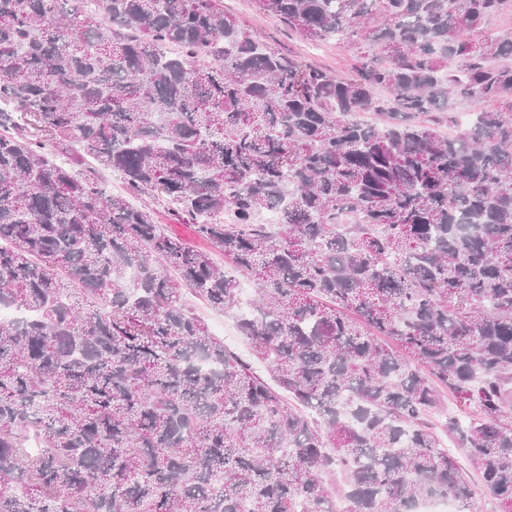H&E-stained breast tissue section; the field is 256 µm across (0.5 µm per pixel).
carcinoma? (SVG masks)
Here are the masks:
<instances>
[{"instance_id":"obj_1","label":"carcinoma","mask_w":512,"mask_h":512,"mask_svg":"<svg viewBox=\"0 0 512 512\" xmlns=\"http://www.w3.org/2000/svg\"><path fill=\"white\" fill-rule=\"evenodd\" d=\"M254 3L354 45L352 74L224 0H0V305L27 313L0 322V512H413L478 485L512 512V27L487 28L512 0ZM459 98L486 107L462 125ZM224 12L256 38L297 55L308 65L325 68L341 77L349 74L353 64L352 50L337 38L317 43L301 40L278 18L256 11L252 0H224ZM153 208L156 212L159 224H164L166 233L198 249L214 252L215 262L224 265V258L213 250L209 242L198 235L195 225L189 224V222L182 220L160 206H153ZM184 302L201 317L213 336L224 339V345L250 361L257 373L267 376L264 366L253 360L246 342L238 335L231 313H215L205 303L189 293L184 294Z\"/></svg>"}]
</instances>
